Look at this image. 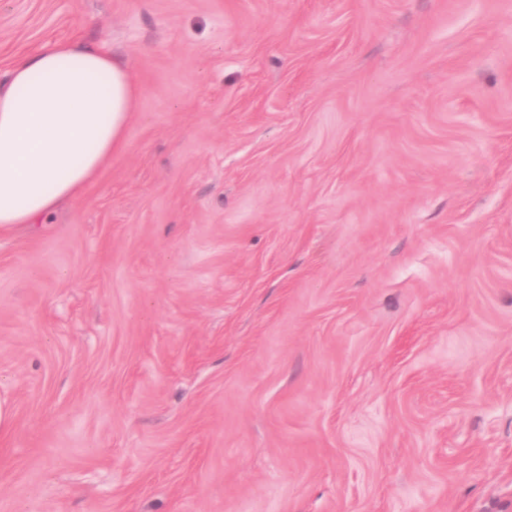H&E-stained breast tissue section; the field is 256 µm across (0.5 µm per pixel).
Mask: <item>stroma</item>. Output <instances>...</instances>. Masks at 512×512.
Here are the masks:
<instances>
[{"label":"stroma","instance_id":"1","mask_svg":"<svg viewBox=\"0 0 512 512\" xmlns=\"http://www.w3.org/2000/svg\"><path fill=\"white\" fill-rule=\"evenodd\" d=\"M127 145L0 227V512H512V0H0Z\"/></svg>","mask_w":512,"mask_h":512}]
</instances>
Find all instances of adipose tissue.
<instances>
[{
	"mask_svg": "<svg viewBox=\"0 0 512 512\" xmlns=\"http://www.w3.org/2000/svg\"><path fill=\"white\" fill-rule=\"evenodd\" d=\"M139 97L132 74L100 47L51 43L0 80V226L47 222L126 146Z\"/></svg>",
	"mask_w": 512,
	"mask_h": 512,
	"instance_id": "obj_1",
	"label": "adipose tissue"
}]
</instances>
